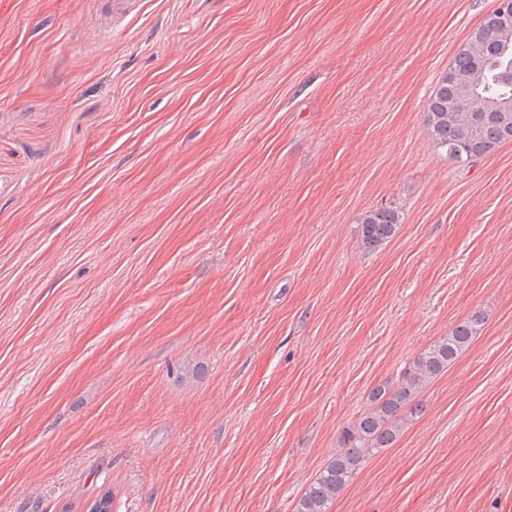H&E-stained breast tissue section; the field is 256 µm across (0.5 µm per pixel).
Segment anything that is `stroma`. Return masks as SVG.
<instances>
[{
    "label": "stroma",
    "instance_id": "35a3bbf8",
    "mask_svg": "<svg viewBox=\"0 0 512 512\" xmlns=\"http://www.w3.org/2000/svg\"><path fill=\"white\" fill-rule=\"evenodd\" d=\"M495 5L0 0V512H292L476 311L328 512H512V144L425 127ZM360 224L362 244L376 249L396 235L401 220L397 209L383 207L366 211ZM482 312L459 322L409 360L394 380L384 381L369 393L368 408L351 420L340 436V448L302 493L293 512H328L336 498L361 469L366 459L389 448L422 411L419 395L480 335Z\"/></svg>",
    "mask_w": 512,
    "mask_h": 512
}]
</instances>
